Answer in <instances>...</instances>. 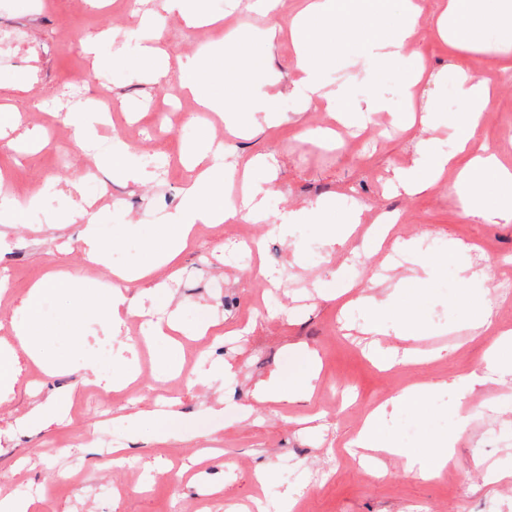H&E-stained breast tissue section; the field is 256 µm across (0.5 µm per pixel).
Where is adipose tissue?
<instances>
[{"label": "adipose tissue", "instance_id": "ef3b65f1", "mask_svg": "<svg viewBox=\"0 0 512 512\" xmlns=\"http://www.w3.org/2000/svg\"><path fill=\"white\" fill-rule=\"evenodd\" d=\"M382 0H303L292 20L290 30L291 66L297 74L289 89H282L276 80H268L255 89L235 76L236 68L251 72H268L275 50L279 46V30L270 27L269 38L260 50L247 48L232 36L216 39L207 57L196 55L171 61L158 46L157 39H149L137 50L136 60L143 67L149 83L157 84L170 74H177L182 91L194 98L207 112L222 114L227 130L239 129L244 123L282 121L283 101L286 96H301L306 104L335 111L337 103H344V117L349 121H363L378 112L391 111L388 98L375 96L356 100L348 85L326 87L323 71L327 61L344 57L363 75H371L378 68H393L407 64L405 88L411 98V112L421 115L424 125L447 128L453 150H445L443 139L433 135L420 138L416 144L410 167L397 170L396 184L405 193L419 194L432 189L448 167L454 166L459 153L474 140L495 100L486 81L470 73L460 72L457 92L465 101L467 111L461 119L444 120L430 105L414 103L417 88L425 82H434L436 73L426 72L418 65V52L413 48V36L420 17L431 15L436 31L452 47L454 53L475 55L487 50L501 52L512 59V0H408L405 11L386 21L379 13ZM224 71V95L204 94L203 85L209 72ZM246 102V111H239L238 102ZM214 136L210 128H201L197 139L185 145L184 155L196 175L183 190L178 208L165 214L161 227V242L153 253L151 266L115 272L110 293L96 309L104 314L113 329H120L126 316L136 309L126 296L129 282L153 278L162 269L175 268L189 247L195 225L233 224L242 219L276 225L287 232L295 224L319 222L330 211L326 201H315L290 211L273 212L263 205L270 195L269 186L256 182L245 183L239 202L224 197L225 182L238 174V161L233 152H225L221 163H212ZM98 169L111 172L124 183L144 185L153 182V172L129 162L125 145L113 144L110 152L95 157ZM457 205L465 217L490 223L512 222V161L489 153L470 159L460 168ZM69 224L82 225L83 256L87 267H106L110 252L97 231V216L87 207L69 210L64 215ZM90 279L80 269L65 266L48 270L34 282L13 322L18 347L0 349V393L12 388L16 381L19 354L37 358L42 352L40 341L48 326L39 316L42 298L61 289L88 288ZM408 470L424 480L436 478L448 465L456 461V440L449 437L437 446L420 454L407 453Z\"/></svg>", "mask_w": 512, "mask_h": 512}]
</instances>
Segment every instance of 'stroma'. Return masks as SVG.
<instances>
[{"label":"stroma","mask_w":512,"mask_h":512,"mask_svg":"<svg viewBox=\"0 0 512 512\" xmlns=\"http://www.w3.org/2000/svg\"><path fill=\"white\" fill-rule=\"evenodd\" d=\"M129 3L109 0L96 10L88 0H0V98L11 95L13 84L30 69L42 99L75 83L91 102L124 98L129 111L113 109L100 136L127 143L132 161L158 175L147 185L111 183L109 195H101L106 176L94 173L65 111L32 110L17 98L23 126L42 128L47 143L28 159L0 149V171L20 189L42 185L44 202L6 229L8 245L0 249V273L7 277L0 293V344H16L9 324L34 280L49 267L84 263L81 225L57 224L54 216L93 202L103 213L100 232L113 266L135 267L149 259L158 218L181 201L188 172L180 153L197 137L199 124H212L217 138L233 146L242 162L258 154L274 157L275 173L263 167L252 171L253 180L271 182L270 210L319 199L336 206L324 224H298L286 235L269 224H250L252 262L245 267L224 262L226 242L238 224L198 225L164 288L152 293L146 282L130 284L127 295L144 313L126 317L118 336L93 310L114 283L111 268L90 270L97 283L92 290L45 296L40 314L54 330L45 337L43 352L51 368L23 362L13 393L0 399V498L25 500L30 512H200L204 507L224 512L225 505L255 501L254 475L265 469L266 484L276 493L265 512H278V499L287 493L296 501L295 512H512V377L477 390L463 407L439 388L482 375L500 336L512 334V297L496 287L512 278V223L463 217L449 197L457 175L453 169L442 186L418 195L390 189L395 169L411 165L413 145L425 135L422 126L404 129L394 123L395 114L407 108L402 71L358 78L339 57L325 73L328 84L350 83L357 97L380 93L392 103L391 112L363 123L379 141L365 156L352 155L339 135L305 137L304 129L332 127L336 121L324 109L304 108L296 97L283 102L289 122L260 123L246 137L234 138L225 135L213 113L198 111L183 97L176 80L146 82L130 60L141 32ZM201 7L257 47L269 24L287 22L296 0H280L268 17L236 0H202ZM156 25L174 58L207 53L215 37L175 16H157ZM104 28L111 29L112 38L101 44L102 54L124 60L107 80L95 76L79 47L85 34ZM415 43L427 66L442 75L438 84L420 85L418 95L443 115L453 119L466 109L456 92L458 68L490 81L497 107L470 151L512 157V71H503L502 59L491 52L452 58L451 47L424 19ZM50 176L55 184L49 188ZM356 206L363 210L361 224L343 243L327 247L325 224L345 223ZM384 214L395 224L382 238L378 219ZM129 224L135 225L134 233L126 232ZM412 238L420 239L429 258L447 259L448 265L425 276L419 296L401 294L394 301V318L413 321L417 338L405 342L391 335L381 344L417 349L429 358L382 371L360 331L369 311L359 297L372 280L390 284L402 276L410 264L402 243ZM263 265L278 271L277 282L258 276ZM487 294L493 299L490 326L472 329L468 304ZM172 301L179 305L177 320L184 331L174 372L159 354L161 340L151 337ZM77 309L82 315L73 329L67 317ZM209 318L215 322L212 331L195 334ZM304 351L320 365L311 397L256 400L259 384L301 371ZM91 355L96 358L92 369L85 365ZM125 358L133 359L137 376L127 387L112 389V372ZM214 363L230 365L231 375L211 374ZM415 383L432 386V393L420 408L389 412L384 441L418 453L452 434L458 438L459 465L424 481L406 472L404 458L392 456L385 460L390 478H375L353 462L350 449L366 414ZM64 392L73 400L60 412L55 397ZM218 400L222 413L209 412ZM35 405L47 412L39 428L23 422ZM153 409L174 415L166 442H157V424L132 420ZM184 427L195 440L178 438ZM113 438L125 449L118 461L106 453ZM330 455L338 461L334 474L314 483L301 480L303 472L321 473Z\"/></svg>","instance_id":"35a3bbf8"}]
</instances>
